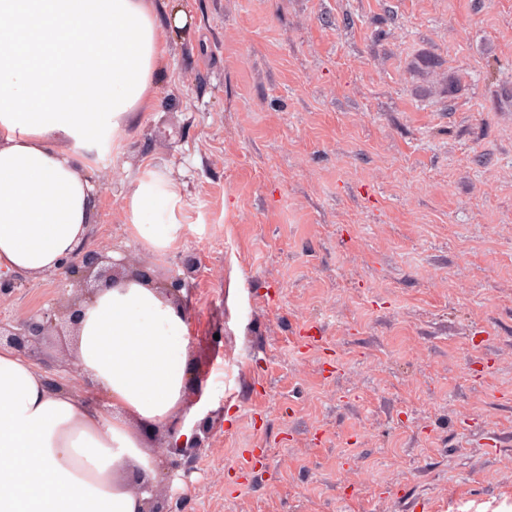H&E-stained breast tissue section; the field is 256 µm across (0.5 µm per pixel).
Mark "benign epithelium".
<instances>
[{"label": "benign epithelium", "mask_w": 512, "mask_h": 512, "mask_svg": "<svg viewBox=\"0 0 512 512\" xmlns=\"http://www.w3.org/2000/svg\"><path fill=\"white\" fill-rule=\"evenodd\" d=\"M109 248L105 245H89L83 243L72 253L62 259L57 272L76 284L77 294L68 300L64 310L55 307L49 309H33L9 322H0V337H7L9 346L18 355L33 359L37 357L38 345L48 336L60 333L58 318L64 316L71 327H76L84 307L89 305L97 292L112 283L113 276L118 274L115 261L108 256ZM201 447V438L195 437V442L187 446L173 444L169 448L155 449L158 456L164 459L165 477L168 482L183 471V477H188L190 469L181 466V459L191 457L197 448ZM140 489L151 492L146 501L144 512H173L168 507L167 496L152 492V487L141 484Z\"/></svg>", "instance_id": "obj_1"}]
</instances>
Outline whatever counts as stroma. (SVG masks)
<instances>
[{"label": "stroma", "instance_id": "35a3bbf8", "mask_svg": "<svg viewBox=\"0 0 512 512\" xmlns=\"http://www.w3.org/2000/svg\"><path fill=\"white\" fill-rule=\"evenodd\" d=\"M158 15L168 65L93 160L88 240L184 275L186 413L220 421L179 512H512V0ZM148 165L183 197L164 252L122 222ZM73 293L23 277L0 318Z\"/></svg>", "mask_w": 512, "mask_h": 512}]
</instances>
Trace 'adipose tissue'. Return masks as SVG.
<instances>
[{
	"label": "adipose tissue",
	"instance_id": "ef3b65f1",
	"mask_svg": "<svg viewBox=\"0 0 512 512\" xmlns=\"http://www.w3.org/2000/svg\"><path fill=\"white\" fill-rule=\"evenodd\" d=\"M167 63L152 0H0V271L40 277L86 240L87 156L150 111ZM121 211L158 249L184 230L181 189L156 168ZM187 348L178 306L131 277L101 289L76 331L104 408L0 347V512H142L130 477L159 471L140 427L184 415Z\"/></svg>",
	"mask_w": 512,
	"mask_h": 512
}]
</instances>
